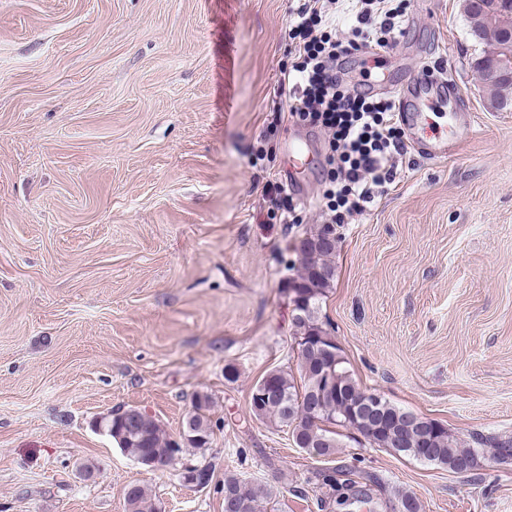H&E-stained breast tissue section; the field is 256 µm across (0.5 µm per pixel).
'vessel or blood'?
<instances>
[{
  "label": "vessel or blood",
  "mask_w": 512,
  "mask_h": 512,
  "mask_svg": "<svg viewBox=\"0 0 512 512\" xmlns=\"http://www.w3.org/2000/svg\"><path fill=\"white\" fill-rule=\"evenodd\" d=\"M403 91L397 103L400 121L412 131L409 145L413 152L431 161L444 160L455 151L457 141L449 137L447 129L431 126L428 134H421L428 111L436 102L448 100L453 95L446 81L427 75L423 70H405L401 73ZM284 150L288 165L284 181L290 191L297 195L305 193V172L315 165L316 155L311 149L309 137L297 135L289 138Z\"/></svg>",
  "instance_id": "vessel-or-blood-1"
}]
</instances>
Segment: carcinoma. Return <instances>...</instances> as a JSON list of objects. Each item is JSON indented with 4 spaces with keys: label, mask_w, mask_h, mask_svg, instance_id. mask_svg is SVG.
Returning <instances> with one entry per match:
<instances>
[{
    "label": "carcinoma",
    "mask_w": 512,
    "mask_h": 512,
    "mask_svg": "<svg viewBox=\"0 0 512 512\" xmlns=\"http://www.w3.org/2000/svg\"><path fill=\"white\" fill-rule=\"evenodd\" d=\"M490 102L504 109L512 105V82H496L487 87ZM339 237L327 224H313L305 229L295 245L299 256L296 274L286 283L288 291H297L304 303H294L292 322L296 371H271L273 393L260 401L251 398L248 405L254 418L273 422L289 429L296 447L315 457H330L342 447L340 430L359 433L372 448H386L403 457L467 473L477 466L484 449L502 464L512 462V438L471 433L462 440L442 425L418 417L419 425H409L415 413L404 410L385 398L372 408L374 393L362 389L346 366L340 348L320 320V300L332 287L335 275L333 257ZM210 397H196L180 440L167 436L159 422L138 409L115 411L110 418L112 440L128 456L138 461L149 459L153 467L169 465L185 446L205 448L214 426L209 417ZM332 496L350 506L366 503L368 494L352 478V473L333 467L316 473ZM224 502L245 505L244 512L279 510L280 500L268 484L224 472ZM129 512H158L156 502L140 484L128 485L124 491Z\"/></svg>",
    "instance_id": "obj_1"
}]
</instances>
